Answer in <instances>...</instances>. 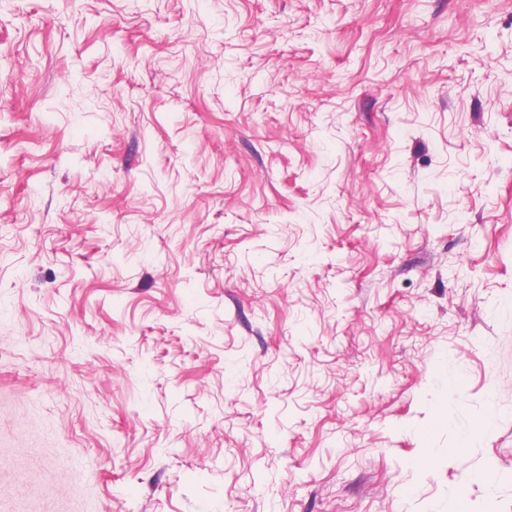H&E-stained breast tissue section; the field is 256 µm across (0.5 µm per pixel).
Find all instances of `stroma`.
Wrapping results in <instances>:
<instances>
[{
  "label": "stroma",
  "mask_w": 512,
  "mask_h": 512,
  "mask_svg": "<svg viewBox=\"0 0 512 512\" xmlns=\"http://www.w3.org/2000/svg\"><path fill=\"white\" fill-rule=\"evenodd\" d=\"M461 494L512 512V0H0V512Z\"/></svg>",
  "instance_id": "35a3bbf8"
}]
</instances>
